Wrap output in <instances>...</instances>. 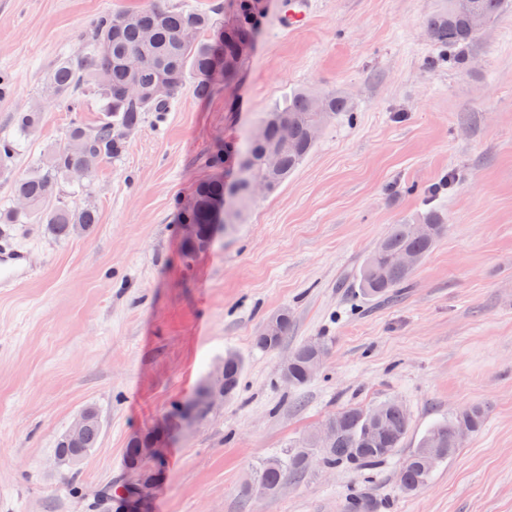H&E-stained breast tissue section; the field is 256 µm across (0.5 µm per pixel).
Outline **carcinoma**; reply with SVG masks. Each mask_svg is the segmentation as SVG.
Segmentation results:
<instances>
[{
  "label": "carcinoma",
  "mask_w": 512,
  "mask_h": 512,
  "mask_svg": "<svg viewBox=\"0 0 512 512\" xmlns=\"http://www.w3.org/2000/svg\"><path fill=\"white\" fill-rule=\"evenodd\" d=\"M448 8L429 17L430 39L444 50H456L472 43L480 29L473 24L478 15L484 23L497 17L507 0H447ZM260 0H231V18H218L221 8L186 10L167 0H153L150 7L120 10L98 18L91 38L82 52L56 62L45 81V96L66 97L74 102L93 86L101 92L102 114L98 120L86 123L76 119L64 137L32 173L15 181L11 204L0 207V224H42L48 235L69 239L89 231L98 223L97 210L88 205L71 204L60 190L73 183L82 191H91L97 169L84 168L85 157L95 154L100 162H110L125 151L131 135L150 112L161 118L187 86L196 97L207 99L219 91L233 87L243 63L240 49L252 46L257 27ZM146 91L158 83L169 84L164 96L125 94L130 80ZM350 111L346 97L338 90L318 91L306 87L294 89L288 100L265 113L242 144L233 140H217L209 151L208 165L214 174L201 182L191 196L181 204L180 223L197 226V237L185 242L194 255L208 248L224 223L236 224L244 209L255 199L254 186L262 184L265 192L275 191L303 163L315 146L323 129L336 119L339 112ZM18 134L28 137L42 121L37 110L16 114ZM238 168L234 185L237 204L231 217L224 218V164ZM430 234L419 233L416 224H393L375 249L368 255L356 274V286L367 298L392 294L409 280L412 270L401 267L399 257L411 252L422 259L445 233L443 216L431 212L423 219ZM273 334L260 330L256 345L264 350L277 349L288 336L290 317L280 313ZM317 351L328 352L321 339L305 341L295 347L288 359V374L284 384L299 388L310 381L307 366ZM224 366L226 399L237 395L243 370L241 358L227 354ZM200 385L193 404L179 403L167 418L178 425L187 414L201 419L208 416ZM485 410L470 406L460 413L432 426L419 444L402 462L404 491L411 493L423 488L435 468L448 460L462 446L465 436L484 424ZM322 425L334 429L332 443L320 447L314 435L289 448L282 456L271 457L257 468L253 484L264 486L274 496L292 479L308 472L304 456L317 455L323 467H346L362 472L374 470L402 447L409 429L410 416L402 402L388 400L371 408L353 405L328 415ZM102 434L99 416H92L81 436L73 440L68 433L59 436L55 455L72 462L75 449L85 456L97 447ZM153 439V431L136 437L124 448V460L139 463L144 476L160 473L158 463L140 460L139 448ZM343 512H373L372 500L365 492L354 490L343 504Z\"/></svg>",
  "instance_id": "cac0c4a2"
}]
</instances>
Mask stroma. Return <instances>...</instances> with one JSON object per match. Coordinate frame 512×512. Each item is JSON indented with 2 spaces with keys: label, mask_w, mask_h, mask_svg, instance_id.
<instances>
[{
  "label": "stroma",
  "mask_w": 512,
  "mask_h": 512,
  "mask_svg": "<svg viewBox=\"0 0 512 512\" xmlns=\"http://www.w3.org/2000/svg\"><path fill=\"white\" fill-rule=\"evenodd\" d=\"M286 2L265 0L230 93L185 90L99 166L89 232L57 240L0 224V242L33 267L0 288V512H340L356 487L378 512H512V4L462 49V70L433 63L426 22L445 0H308L296 29ZM150 3L0 0V137L15 135V113L44 112L0 165V206L74 117L100 115L91 91L76 105L42 101L47 72L85 47L100 15ZM298 86L342 91L350 109L244 223L187 255L179 207L210 176L208 149L246 137ZM434 209L448 231L404 288L363 297L355 273L390 225ZM283 310L287 338L258 348ZM316 337L330 347L319 371L288 388L284 362ZM228 352L243 361L238 397L175 435L146 497L103 499L135 478L127 441ZM391 398L409 411V449L469 405H484L485 422L414 494L400 489L398 455L363 476L311 470L276 496L246 494L263 460L329 414ZM87 408L103 425L99 446L57 463V438Z\"/></svg>",
  "instance_id": "obj_1"
}]
</instances>
